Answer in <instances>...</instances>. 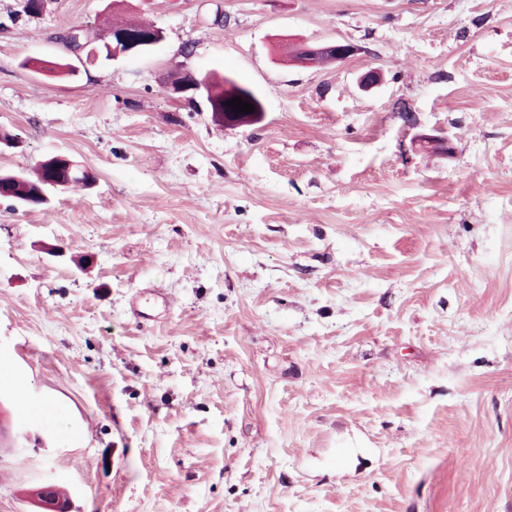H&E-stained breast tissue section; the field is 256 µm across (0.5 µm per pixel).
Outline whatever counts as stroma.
Listing matches in <instances>:
<instances>
[{
	"mask_svg": "<svg viewBox=\"0 0 512 512\" xmlns=\"http://www.w3.org/2000/svg\"><path fill=\"white\" fill-rule=\"evenodd\" d=\"M121 18L163 41L59 68ZM51 155L93 182L0 198V377L54 407L0 512H512V0H0V171ZM296 46L300 48L299 56L295 58L296 61L309 67L316 66L318 58L321 56L327 57L329 63H336L349 59L359 51L356 45L346 41L337 43L334 41L317 45L298 43ZM211 79V80H210ZM208 81L210 98L216 101H222L224 95L235 96L237 94H247L253 98V93L245 87H240L234 83L228 82L226 78L211 77ZM254 99V98H253ZM52 485H43L34 490V503L41 508L40 512H72V501L66 504L60 503L53 493Z\"/></svg>",
	"mask_w": 512,
	"mask_h": 512,
	"instance_id": "stroma-1",
	"label": "stroma"
}]
</instances>
